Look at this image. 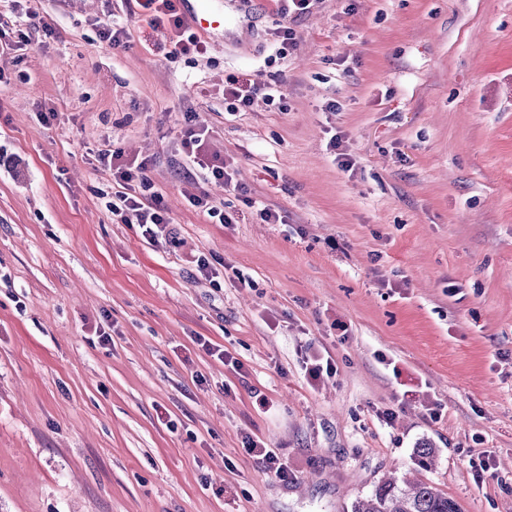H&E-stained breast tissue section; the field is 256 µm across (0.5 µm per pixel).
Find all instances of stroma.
Segmentation results:
<instances>
[{
    "mask_svg": "<svg viewBox=\"0 0 512 512\" xmlns=\"http://www.w3.org/2000/svg\"><path fill=\"white\" fill-rule=\"evenodd\" d=\"M27 6L57 35L0 0L29 38L0 54V512H350L404 473L512 512V0H313L284 60L276 0L175 60L135 0ZM114 13L127 47L100 39ZM231 76L285 110L232 111ZM189 118L240 191L185 163ZM105 148L153 158L169 237L112 222ZM187 200L192 207L199 209L208 217L218 218L219 224L233 223L232 216L224 211V204H222V208L216 205L208 192L199 190L195 193H189ZM249 451L257 457L264 469L280 479H287L288 465L281 459L275 448L258 446L254 441L248 444Z\"/></svg>",
    "mask_w": 512,
    "mask_h": 512,
    "instance_id": "stroma-1",
    "label": "stroma"
}]
</instances>
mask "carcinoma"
<instances>
[{
	"mask_svg": "<svg viewBox=\"0 0 512 512\" xmlns=\"http://www.w3.org/2000/svg\"><path fill=\"white\" fill-rule=\"evenodd\" d=\"M351 512H461V509L456 500L427 482L389 477L354 501Z\"/></svg>",
	"mask_w": 512,
	"mask_h": 512,
	"instance_id": "1",
	"label": "carcinoma"
}]
</instances>
